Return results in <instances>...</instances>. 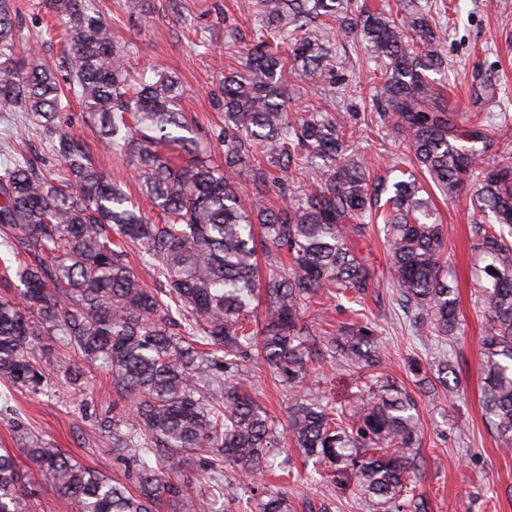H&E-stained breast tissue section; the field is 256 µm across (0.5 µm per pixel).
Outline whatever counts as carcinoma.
Returning a JSON list of instances; mask_svg holds the SVG:
<instances>
[{
    "label": "carcinoma",
    "instance_id": "1",
    "mask_svg": "<svg viewBox=\"0 0 512 512\" xmlns=\"http://www.w3.org/2000/svg\"><path fill=\"white\" fill-rule=\"evenodd\" d=\"M71 32L66 77L16 57L10 0H0V106L15 105L42 127L64 175L50 178L20 152L0 166V247L16 264L0 279V381L33 395L58 385L100 405L95 434L112 440L125 467L120 483L90 470L21 422L17 447L0 448V512H30L23 462L71 512H230L220 495L192 496L197 463L212 486L224 467L292 476L291 444L312 473L344 478L370 512H428L414 482L420 471L413 397L369 374L382 358L381 332L368 320L329 331L306 315L326 296L361 302L372 274L353 238L382 223L388 278L420 336L446 342L460 327L456 288L436 209L422 197L421 173L445 197L474 186L473 206L492 216L474 226L482 336L483 406L505 450L512 449V160L476 163L490 142L481 123L458 113L426 72L443 66L445 30L424 9L397 12L354 0H243L257 22L239 69L224 76V125L207 133L224 148L215 165L180 109L179 78L163 70L133 87L111 26L96 0H47ZM336 35L360 40L380 69L372 105L413 153L415 172L392 183L370 178L351 139V114L311 105L288 112V92L351 93L336 80L325 19ZM81 101L113 153L131 158L154 222L60 128L63 85ZM470 146L463 145V142ZM252 165L255 192L238 176ZM278 210L264 206L268 186ZM162 279L143 287L125 245ZM60 344L109 377L127 406L90 390L78 366L54 360ZM258 354L288 389L281 428L249 393L245 367ZM356 370L346 407L305 388L313 359ZM251 512H295L282 491L264 487Z\"/></svg>",
    "mask_w": 512,
    "mask_h": 512
}]
</instances>
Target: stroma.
Listing matches in <instances>:
<instances>
[{"label": "stroma", "mask_w": 512, "mask_h": 512, "mask_svg": "<svg viewBox=\"0 0 512 512\" xmlns=\"http://www.w3.org/2000/svg\"><path fill=\"white\" fill-rule=\"evenodd\" d=\"M430 5L436 22L448 34L443 54L444 71L434 79L444 89L449 104L455 106L462 124L483 122L492 135L482 160L512 153V8L500 0H420ZM124 0H97V7L112 28L115 39L125 47V64L132 77L164 69L175 73L182 85L181 106L202 129L224 121V98L220 92L225 72L235 68L225 47V14H233L243 41H250L254 24L236 12V0H143L141 13L128 14ZM15 24L20 32L19 55L35 62L62 61L64 38L54 29V20L45 0H16ZM332 54L337 78L368 87L369 66L353 42L334 40ZM495 83L500 104L486 107L474 97L473 86ZM64 130L78 135L95 165L134 199H141L135 170L127 157L107 150L98 129L91 124L75 96H68ZM11 129V139L0 137V163L18 151L29 150L51 170L61 164L40 134L38 127L21 108L0 107V130ZM355 143L372 176L389 175L395 158L406 154V144L385 136L375 122H357ZM472 188L463 185L458 197L443 200L437 189L429 194L436 204L457 275V295L461 310V330L446 348L457 379L458 391L423 393L408 369L409 359H418L424 369L434 368L437 349L414 337L402 321L399 295L386 277L387 249L382 233L371 229L357 247L373 272L374 286L361 305L322 300L319 319L339 326L363 312L382 331L385 357L381 374L389 376L416 400L421 419L420 454L423 466L417 490L428 502V512H512V453L501 450L502 443L483 417L481 404L480 336L483 310L477 302L472 281L474 257L470 248L471 230L478 219L469 197ZM253 376L251 395L266 407L277 422L287 419L288 394L276 386L260 361L248 366ZM8 391L0 385V392ZM11 392V391H8ZM19 418L33 433L50 440L81 464L112 477L122 476L124 467L112 457L109 443L94 435L93 419L75 410L68 389L32 396L11 392ZM294 477L285 491L297 512H307L308 504L328 503V512H368L354 503L348 491L332 489L329 483L307 480L301 457L293 459Z\"/></svg>", "instance_id": "35a3bbf8"}]
</instances>
